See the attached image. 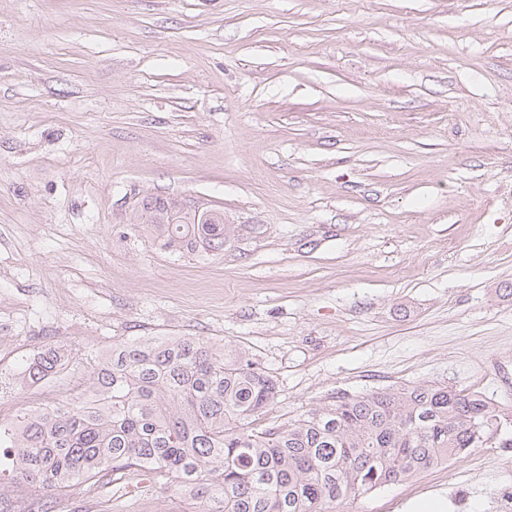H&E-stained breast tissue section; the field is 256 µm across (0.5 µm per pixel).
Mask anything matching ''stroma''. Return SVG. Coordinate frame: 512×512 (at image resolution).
<instances>
[{"label":"stroma","instance_id":"stroma-1","mask_svg":"<svg viewBox=\"0 0 512 512\" xmlns=\"http://www.w3.org/2000/svg\"><path fill=\"white\" fill-rule=\"evenodd\" d=\"M156 196L234 237L169 254L128 221ZM138 336L253 354L261 424L480 392L507 417L483 447L336 512H512V0H0V420ZM8 478L0 512H200L143 471ZM22 365L25 379L36 385L57 372L62 365L61 355L57 350L49 348L23 360Z\"/></svg>","mask_w":512,"mask_h":512}]
</instances>
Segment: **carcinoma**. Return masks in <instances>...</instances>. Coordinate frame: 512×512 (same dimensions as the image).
I'll return each mask as SVG.
<instances>
[{
  "label": "carcinoma",
  "instance_id": "carcinoma-1",
  "mask_svg": "<svg viewBox=\"0 0 512 512\" xmlns=\"http://www.w3.org/2000/svg\"><path fill=\"white\" fill-rule=\"evenodd\" d=\"M130 221L174 252L222 251L224 215L209 224L146 197ZM61 366L55 349L23 361L39 384ZM93 393L0 421L13 481L46 494L102 472L147 470L203 512H332L483 445L502 423L482 395L446 386L338 393L287 422L255 427L277 380L249 354L200 336H138L99 361Z\"/></svg>",
  "mask_w": 512,
  "mask_h": 512
}]
</instances>
